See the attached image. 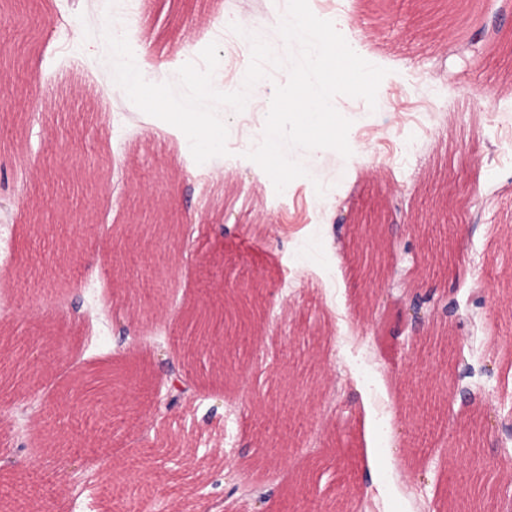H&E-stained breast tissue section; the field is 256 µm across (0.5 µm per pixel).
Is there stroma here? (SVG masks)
Listing matches in <instances>:
<instances>
[{"instance_id":"obj_1","label":"stroma","mask_w":512,"mask_h":512,"mask_svg":"<svg viewBox=\"0 0 512 512\" xmlns=\"http://www.w3.org/2000/svg\"><path fill=\"white\" fill-rule=\"evenodd\" d=\"M309 4L387 74L376 107L333 99L366 156L291 149L308 174L279 193L246 153L287 70L243 111L218 107L228 153L199 164L115 83L101 32L140 45L154 83L217 43L213 85L230 92L251 45L226 29L257 22L285 54L286 0H223L190 48L164 52L153 39L186 26L182 0H29L46 28L0 66V337L46 358L34 387L0 375V483H33L50 512H251L261 495L266 512H450L469 486L458 446L489 416L512 421V0ZM370 203L389 209L396 260L373 289L346 253ZM229 277L254 287L262 342L232 344L217 375L210 356L177 359L176 334ZM387 289L423 299L420 330L382 317ZM104 366L135 385L72 406L76 376ZM173 377L190 390L156 411L149 391Z\"/></svg>"}]
</instances>
